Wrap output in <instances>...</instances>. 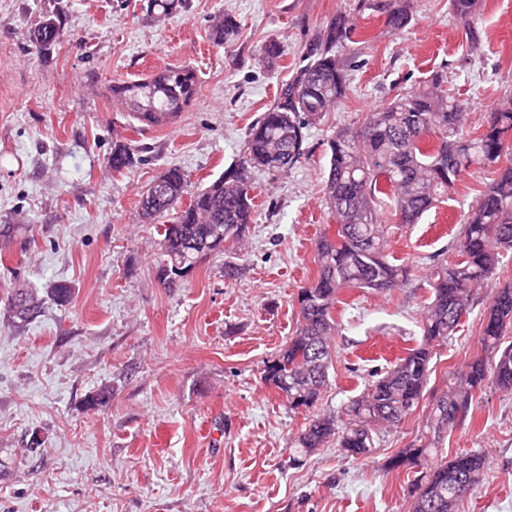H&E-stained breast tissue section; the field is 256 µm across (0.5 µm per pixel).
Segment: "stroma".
<instances>
[{"label": "stroma", "mask_w": 512, "mask_h": 512, "mask_svg": "<svg viewBox=\"0 0 512 512\" xmlns=\"http://www.w3.org/2000/svg\"><path fill=\"white\" fill-rule=\"evenodd\" d=\"M149 0H0V512H412L429 461L390 468L416 448L435 397L480 350L484 288L458 332L436 343L417 409L381 431L371 455L336 442L308 453L290 446L305 424L264 380L294 336L300 286L315 275V242L328 223L322 183L326 142L365 112L440 79L466 98L469 128H483L512 91V0H478L481 43L450 0H408L400 32L360 0H185L157 19ZM360 33L346 98L310 124L306 154L284 173L252 174L255 220L242 251L215 252L179 287L156 278L161 238L139 219L143 188L165 169L205 186L237 160L249 127L279 84L308 62L338 14ZM239 33L209 40L216 16ZM60 18L64 37L37 50L33 34ZM276 43L279 56L259 49ZM189 66L198 94L169 127L141 128L112 101L118 79ZM137 147L112 171L114 140ZM493 169L469 172L420 223L393 226L391 251L410 266L387 294L344 291L335 311V360L318 412L335 415L421 339L434 259L448 257ZM240 268L224 277L226 262ZM55 283L69 303L48 297ZM43 296L38 316L13 318L18 286ZM107 389L104 404L87 401ZM472 424L445 434L436 456L482 451L487 469L457 512H512V392L476 395Z\"/></svg>", "instance_id": "obj_1"}]
</instances>
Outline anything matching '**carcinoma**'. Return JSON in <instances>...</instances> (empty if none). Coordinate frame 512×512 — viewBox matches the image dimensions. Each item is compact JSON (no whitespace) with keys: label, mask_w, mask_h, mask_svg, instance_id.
Listing matches in <instances>:
<instances>
[{"label":"carcinoma","mask_w":512,"mask_h":512,"mask_svg":"<svg viewBox=\"0 0 512 512\" xmlns=\"http://www.w3.org/2000/svg\"><path fill=\"white\" fill-rule=\"evenodd\" d=\"M184 0H151L166 18ZM454 12L468 21V40L480 42L477 0H451ZM379 8L395 31L408 26L411 15L401 0ZM357 25L345 15L324 30L311 49L309 62L281 84L273 106L253 124L237 163L195 192L169 168L141 194L140 215L152 222L170 212L174 221L161 227V256L156 277L166 288L180 272L198 263L195 244L231 253L254 223L252 171H287L304 155L305 129L335 108L347 95L353 66L342 58ZM60 19L47 18L35 35L38 46L61 40ZM238 35L236 21L216 17L211 40L222 45ZM198 93L196 72L189 66L164 68L136 80L112 83V100L137 122L158 124L178 116ZM466 102L437 79L416 91L401 93L365 113L360 125L334 132L327 141L328 176L323 201L336 223L334 234L323 229L316 241L314 278L299 288V326L295 336L267 367L265 380L282 392L290 408L309 412L304 430L292 447L309 452L336 440L349 456H366L375 448L382 427L399 426L417 408L430 376L433 345L453 335L473 307L475 293L494 278L503 252L512 249V95L487 114L480 132L467 129ZM136 147L117 141L109 166L132 167ZM495 167L497 177L478 191L454 244L453 258L435 263L433 296L419 324L422 340L344 409L348 422L314 412L329 385L331 338L336 332L333 309L346 288L390 292L408 280L409 267L389 253V225L383 205L393 202L390 216L403 226L417 224L443 201L463 172ZM189 203L183 204L184 197ZM42 299L31 288H16L13 317L28 321L40 313ZM512 285L497 288L484 309L482 351L453 375V382L433 403L424 443L394 456L391 467L410 466L439 447L444 434L471 415L476 393L485 388L512 391ZM487 466L481 452L436 462L417 484L413 512H457L466 498L460 488L476 486Z\"/></svg>","instance_id":"obj_1"}]
</instances>
